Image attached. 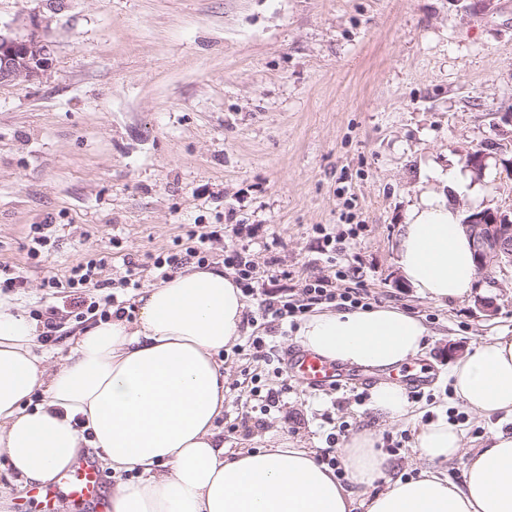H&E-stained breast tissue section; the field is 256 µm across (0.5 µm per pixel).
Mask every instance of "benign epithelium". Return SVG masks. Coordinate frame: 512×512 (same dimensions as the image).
Wrapping results in <instances>:
<instances>
[{"instance_id": "1", "label": "benign epithelium", "mask_w": 512, "mask_h": 512, "mask_svg": "<svg viewBox=\"0 0 512 512\" xmlns=\"http://www.w3.org/2000/svg\"><path fill=\"white\" fill-rule=\"evenodd\" d=\"M47 45L38 32L17 37L0 31V85L39 75L46 60ZM470 235L477 273L494 287L492 269L504 266V257H512V215L502 210L485 209L464 224Z\"/></svg>"}]
</instances>
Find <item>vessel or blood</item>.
Instances as JSON below:
<instances>
[{"mask_svg": "<svg viewBox=\"0 0 512 512\" xmlns=\"http://www.w3.org/2000/svg\"><path fill=\"white\" fill-rule=\"evenodd\" d=\"M282 363L290 379L311 391L337 388L351 379L350 373L339 364L305 350L285 353ZM104 484V477L94 462L80 459L60 472L52 484L32 489L31 498L41 505L43 512H56V505L62 499L74 504L102 501Z\"/></svg>", "mask_w": 512, "mask_h": 512, "instance_id": "1", "label": "vessel or blood"}]
</instances>
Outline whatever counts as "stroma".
I'll list each match as a JSON object with an SVG mask.
<instances>
[{
	"label": "stroma",
	"instance_id": "35a3bbf8",
	"mask_svg": "<svg viewBox=\"0 0 512 512\" xmlns=\"http://www.w3.org/2000/svg\"><path fill=\"white\" fill-rule=\"evenodd\" d=\"M0 29L38 31L47 45L36 79L0 86V263L27 277L6 295L24 314L45 307V277L82 258L112 254L116 280L123 257L144 263L195 226L219 227L212 264L243 245L261 273L238 346L221 359L227 449L287 442L319 454L328 433L371 434L389 467L359 488L365 498L423 470L418 425L446 419L467 449L512 434L511 415L469 413L448 380L456 360L512 332V266L496 270V287L479 278L441 305L395 262L409 206L440 188L435 169L465 181L448 194L458 216L512 210V151L491 152L479 174L464 161L512 133V0H0ZM33 224L56 237L36 260ZM337 265L371 306L430 330L420 363L436 379L409 417H384L355 384L297 385L266 410L250 394L251 376L276 384L279 356L299 345L279 325L274 359L249 347L260 292L299 298L302 282ZM154 281L144 263L141 286ZM479 296L495 297L493 316Z\"/></svg>",
	"mask_w": 512,
	"mask_h": 512
}]
</instances>
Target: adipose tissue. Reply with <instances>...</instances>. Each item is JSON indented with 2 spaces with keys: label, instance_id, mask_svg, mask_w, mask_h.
Here are the masks:
<instances>
[{
  "label": "adipose tissue",
  "instance_id": "obj_1",
  "mask_svg": "<svg viewBox=\"0 0 512 512\" xmlns=\"http://www.w3.org/2000/svg\"><path fill=\"white\" fill-rule=\"evenodd\" d=\"M435 178L441 191L423 192L407 212L396 263L412 288L441 303L469 295L477 272L443 193L463 180L442 170ZM244 312L232 276L194 265L142 289L135 318L116 313L80 332L56 361L35 352L36 321L0 301V455L11 483L48 484L95 448L118 479L108 512H353L352 486L372 485L386 465L369 436L342 450L346 485L305 448L226 451L216 426L224 414L217 357L241 335ZM428 334L421 319L391 307L315 313L297 330L304 349L380 372L416 358ZM449 378L472 413L512 414V336L478 345ZM415 440L428 463L464 453L461 432L441 418ZM491 442L464 453L463 484L433 472L398 480L365 498L364 512H512V434L496 432ZM130 472L134 480L122 481Z\"/></svg>",
  "mask_w": 512,
  "mask_h": 512
}]
</instances>
